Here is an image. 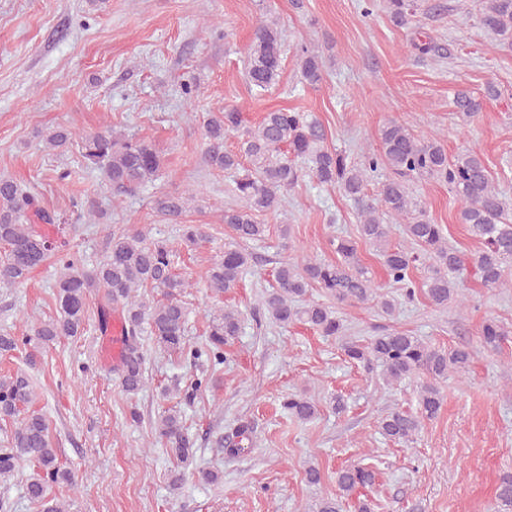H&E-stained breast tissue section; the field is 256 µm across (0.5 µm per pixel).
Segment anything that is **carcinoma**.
<instances>
[{"mask_svg": "<svg viewBox=\"0 0 512 512\" xmlns=\"http://www.w3.org/2000/svg\"><path fill=\"white\" fill-rule=\"evenodd\" d=\"M392 21L403 25L415 14V0H383ZM478 21L500 42L512 41V0H480ZM284 45L283 29L275 19L263 21L256 29L247 51L246 78L259 92H267L279 83ZM301 76L314 86L322 80L321 55L315 48H298ZM455 115L468 121L480 110V102L469 92L454 95ZM207 149L203 159L215 170L238 173L243 161L250 168L235 180L238 205L224 210V224L231 230L234 243L224 248L207 271L205 285L215 297L238 287L253 255L238 246L240 242L262 241L268 225L258 217L275 214L283 198L302 176V171L319 183L338 188L354 201L358 233L381 258L389 280L401 290L406 301L416 296L412 272L427 269L421 291L437 308L462 296L454 274L469 265L488 288H512L507 270L512 268V209L495 185L484 159L474 150H463L453 160L437 138H418L395 119L380 130L381 147L366 152L361 162L326 145L323 124L310 113L279 109L266 112L249 125L237 106L210 112L203 120ZM238 137L237 150L224 149V138ZM43 140L51 150L67 151L75 146L87 164L99 169L112 194L113 202L134 196L156 180L163 161L144 138L135 133H116L105 127L93 133L76 132L69 127L48 129ZM302 160L300 167L296 160ZM436 179L448 184V192L459 205V222L482 247L464 256L448 246L442 225L431 221L410 191V182ZM380 181L379 198L365 192L367 183ZM194 195H162L152 200L158 216L178 221L189 210ZM402 220L405 245L391 244L392 222ZM55 212L39 204L35 195L11 178L0 177V288H18L31 271L48 259L59 266L56 288V315L30 324L24 336L0 334V353L21 349L28 360L41 349L65 336L84 330L90 298L98 299V327L105 333L112 327V313L120 314L125 347L117 371L122 391L134 398L146 385L145 354L141 337L150 336L157 348L177 353L195 365L212 367L224 364V345L238 335L241 313L227 306L208 313L209 331L205 340L192 347L186 342L188 310L182 296L193 284L173 271V250L151 238L144 229L125 230L104 225L106 251L102 261L91 268L78 263L68 243L50 237L56 227ZM340 259L326 263L314 257L286 258L276 268V287L265 292L258 313L286 328L302 323L324 337L337 336L342 325L333 307L306 300L309 290L320 288L326 297L339 303H379L391 315L397 301L378 292L369 270L363 265L355 241L334 238ZM512 332L493 320L483 325V346L499 350ZM352 362L382 367L388 383H401L420 374L429 381L420 384L414 412L392 409L379 421L380 434L398 444H413L426 419L434 418L442 406L438 383L451 373L466 371L473 359L466 347L445 350L435 348L409 331L387 329L363 344H342ZM36 393L28 375L16 371L0 376V420L12 423L0 439V479L15 477L21 466L31 468L25 479V493L41 512H66L50 496L53 486L74 484L71 471L62 467L57 449L49 440V425L43 415L31 410ZM320 400L314 396L291 394L281 408L301 423L311 421L319 412ZM154 432L170 456L187 463L195 454L183 415L175 407L162 411ZM236 440L225 452L240 456L251 450L250 425L242 422L234 431ZM375 475L363 466L346 467L336 473V496L321 499L315 512H374L373 501L364 489ZM496 499L512 506V476L500 480Z\"/></svg>", "mask_w": 512, "mask_h": 512, "instance_id": "cac0c4a2", "label": "carcinoma"}]
</instances>
